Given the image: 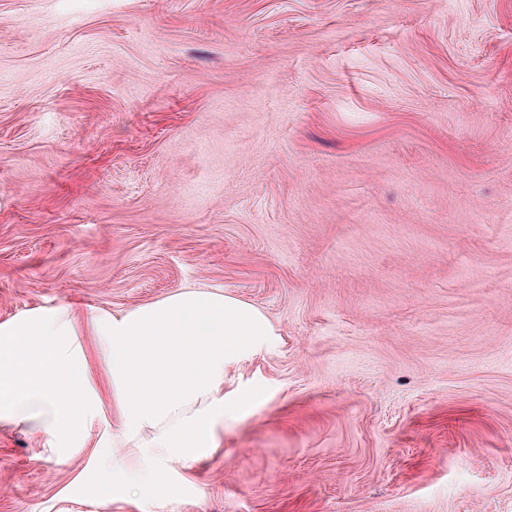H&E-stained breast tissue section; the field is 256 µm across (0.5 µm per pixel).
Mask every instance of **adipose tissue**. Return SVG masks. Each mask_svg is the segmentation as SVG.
I'll list each match as a JSON object with an SVG mask.
<instances>
[{
	"mask_svg": "<svg viewBox=\"0 0 512 512\" xmlns=\"http://www.w3.org/2000/svg\"><path fill=\"white\" fill-rule=\"evenodd\" d=\"M274 334L257 307L203 288L86 320L67 303L25 311L0 323V427L41 433L63 457L102 427V495L152 505L216 448L226 367Z\"/></svg>",
	"mask_w": 512,
	"mask_h": 512,
	"instance_id": "obj_1",
	"label": "adipose tissue"
}]
</instances>
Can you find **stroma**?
Returning <instances> with one entry per match:
<instances>
[{"label":"stroma","instance_id":"stroma-1","mask_svg":"<svg viewBox=\"0 0 512 512\" xmlns=\"http://www.w3.org/2000/svg\"><path fill=\"white\" fill-rule=\"evenodd\" d=\"M262 310L155 512H512V0H0V322ZM0 429V512L98 500Z\"/></svg>","mask_w":512,"mask_h":512}]
</instances>
